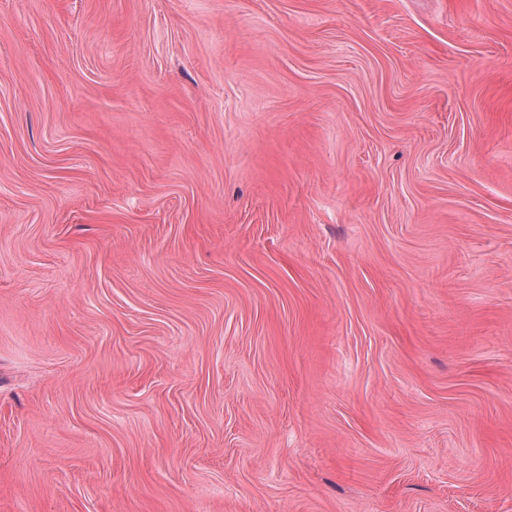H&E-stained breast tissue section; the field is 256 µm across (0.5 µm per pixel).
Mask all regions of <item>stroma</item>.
Here are the masks:
<instances>
[{
  "mask_svg": "<svg viewBox=\"0 0 512 512\" xmlns=\"http://www.w3.org/2000/svg\"><path fill=\"white\" fill-rule=\"evenodd\" d=\"M0 512H512V0H0Z\"/></svg>",
  "mask_w": 512,
  "mask_h": 512,
  "instance_id": "stroma-1",
  "label": "stroma"
}]
</instances>
